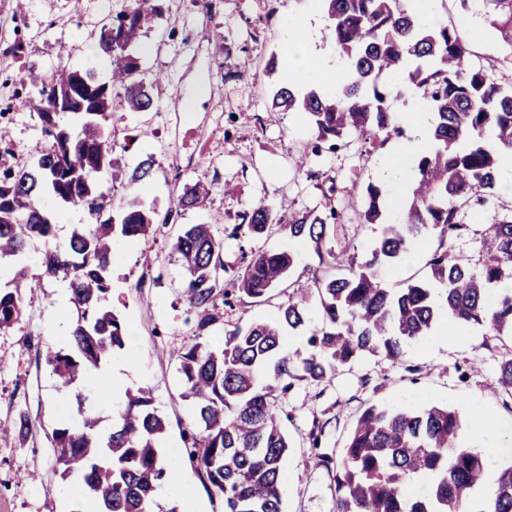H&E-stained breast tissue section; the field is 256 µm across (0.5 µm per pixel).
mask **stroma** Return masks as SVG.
<instances>
[{
  "label": "stroma",
  "instance_id": "35a3bbf8",
  "mask_svg": "<svg viewBox=\"0 0 512 512\" xmlns=\"http://www.w3.org/2000/svg\"><path fill=\"white\" fill-rule=\"evenodd\" d=\"M130 0H0V124L10 142L0 149V168L26 166L46 141L35 113L21 102L19 76L28 68L51 75L60 67L95 65L107 73L106 58L93 48L101 27L125 9ZM162 11L141 32L134 54L144 81L162 77L151 111L112 112L111 123L132 141L118 150L120 166L132 172L153 156L150 178L123 186L145 208L165 212L173 193L205 179L211 186L206 211H188L159 227L150 242L127 241L112 257L113 307L125 318L135 363L127 386L150 392L166 421L163 445L179 469V482L164 486L162 508L178 504L181 512H223L203 479L184 457L182 432L190 408L180 397L177 352L193 342L195 313L182 297L183 274L171 241L182 225L210 222L232 227L239 214L258 204L278 209L288 200L293 210L322 209L323 192L335 186L346 210L361 206V190L370 183L388 191L413 183V170L399 148L410 140V128L384 145L361 150L357 141L319 154L308 153L314 132L298 112L270 108L272 91L285 81L284 70L266 74L271 54H283L291 37L289 22H306L315 39L321 70L313 89H336L324 80L328 69H346L335 51L329 20L316 0H213L204 9L195 0H161ZM427 24L467 29L472 60L496 77L512 81V51L498 40L481 17L464 13L459 0H438ZM249 56L250 73L235 77L241 56ZM306 155L305 168L295 160ZM290 248L297 262L269 302L250 299L225 308L224 322L210 341L219 345L224 333L255 321H273L293 290L308 288L320 270L311 244L289 240L280 231L257 239L225 237L224 263L238 267L243 250ZM77 313L63 278L43 279L25 299L23 319L9 334L0 335V425L17 411H27L33 426L24 439L0 435V512H95L82 484L64 481L54 472L51 434L69 418L71 397L56 388L37 351L64 347L67 329ZM501 342L479 326L466 328L453 341L433 331L409 345L402 361L368 356L339 369L322 384L296 383L281 405L290 440L285 466V512H331L334 483L322 455L337 458L361 412L372 403L401 408L447 405L463 424L474 413L507 415L506 394L493 385ZM322 426L319 443L310 433Z\"/></svg>",
  "mask_w": 512,
  "mask_h": 512
}]
</instances>
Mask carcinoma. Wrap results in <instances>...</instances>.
Wrapping results in <instances>:
<instances>
[{"mask_svg": "<svg viewBox=\"0 0 512 512\" xmlns=\"http://www.w3.org/2000/svg\"><path fill=\"white\" fill-rule=\"evenodd\" d=\"M159 2L131 0L100 29L97 44L109 60L107 80L93 68L67 67L45 77L30 68L19 79L22 88H30L25 104L50 144L21 170L0 171V261L13 268V277L0 287V334L21 322L24 295L40 287V280L29 276L27 257L53 235L43 199L83 210L90 223L73 230L66 249L47 250L42 259L43 275L69 280L77 311L67 346L44 353L64 392L84 379L88 368H100L125 348L127 325L106 304L114 250L123 241H148L153 225L169 223L180 210L202 209L209 194L200 181L187 186L163 217L127 196L114 214L102 218L112 203L103 183H116L120 171L112 110L153 107L131 49L160 12ZM320 2L348 68L332 95L282 84L272 107L305 114L316 153L336 149L350 135L373 145L396 130L391 89L383 79L398 74L435 115L432 144L416 159L402 217L361 262L350 256L349 242L327 246L329 232L344 222L334 185L321 212L297 214L284 204L281 210L289 216L278 218L259 204L239 215L232 229L238 236L260 237L275 228L313 244L323 256L324 269L312 280L321 327L307 336L310 350L298 360L285 351L283 330L308 326L307 290L288 296L276 321L227 330L219 347L207 340L221 318L218 304L231 307L244 296L264 302L282 285L297 261L292 250L252 249L230 275L216 225L190 224L171 242L186 273L182 296L196 314L195 341L178 355L180 397L191 404L193 428L184 439L191 464L224 512H284L282 469L289 444L279 412L295 383L321 384L366 354L398 361L407 343L445 318L459 328L480 325L489 336L512 335V292L493 291L512 280V198L499 191L498 161L501 151H512V82L493 79L471 61L456 31L422 23L404 0ZM460 3L464 11L488 18L512 51V0ZM386 197L380 186L368 184L358 221L385 223ZM490 204L497 215L483 233L478 259L453 255L448 242L468 233V214ZM428 228L438 240L427 261L428 276L401 289L387 287L381 270L399 262ZM495 384L512 399L508 345ZM76 400L71 422L52 432L61 478L79 476L96 512H153L174 463L159 448L166 425L150 392L126 390L107 434L87 397L79 394ZM461 430L458 413L448 406H368L341 460L323 459L326 468L336 470L333 512H461L464 507L512 512V455L495 467L489 489L462 501L463 492L485 475L487 463L476 449L463 446Z\"/></svg>", "mask_w": 512, "mask_h": 512, "instance_id": "obj_1", "label": "carcinoma"}]
</instances>
